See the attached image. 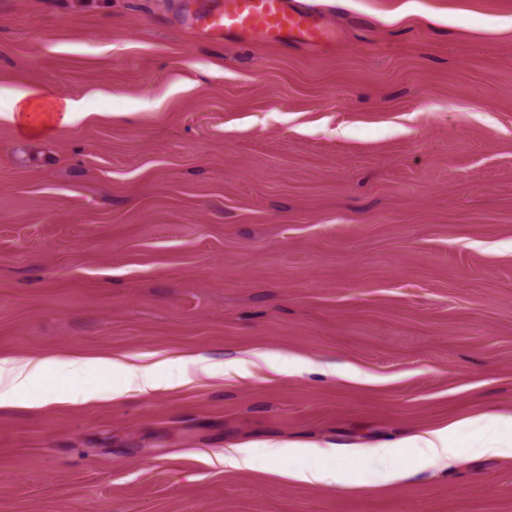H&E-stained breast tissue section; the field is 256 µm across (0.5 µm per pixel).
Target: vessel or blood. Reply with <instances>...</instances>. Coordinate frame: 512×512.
I'll use <instances>...</instances> for the list:
<instances>
[{"label": "vessel or blood", "instance_id": "1", "mask_svg": "<svg viewBox=\"0 0 512 512\" xmlns=\"http://www.w3.org/2000/svg\"><path fill=\"white\" fill-rule=\"evenodd\" d=\"M191 24L214 39L235 33L313 47L329 41L321 13L301 0H198Z\"/></svg>", "mask_w": 512, "mask_h": 512}]
</instances>
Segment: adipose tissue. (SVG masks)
Wrapping results in <instances>:
<instances>
[{
    "label": "adipose tissue",
    "instance_id": "obj_1",
    "mask_svg": "<svg viewBox=\"0 0 512 512\" xmlns=\"http://www.w3.org/2000/svg\"><path fill=\"white\" fill-rule=\"evenodd\" d=\"M10 117L19 130L28 136L47 134L56 123L70 122L76 112V103L58 99L44 89L17 90L10 96ZM88 363L77 358L29 359L26 361L0 359V407L23 405L29 388L40 378L57 375L65 382L58 399L62 402H87L97 396L87 378ZM502 418L483 419L478 433L467 442H460L455 428L436 430L424 437H415L395 448H380L376 454L387 464L413 452L424 449L432 459L443 461L457 458L462 452L492 453L511 456L512 448L501 442L498 432Z\"/></svg>",
    "mask_w": 512,
    "mask_h": 512
}]
</instances>
